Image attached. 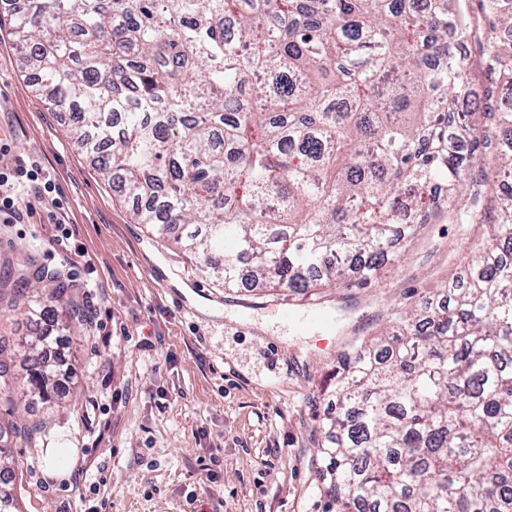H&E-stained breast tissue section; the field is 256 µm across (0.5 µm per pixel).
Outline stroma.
I'll list each match as a JSON object with an SVG mask.
<instances>
[{
    "instance_id": "obj_1",
    "label": "stroma",
    "mask_w": 512,
    "mask_h": 512,
    "mask_svg": "<svg viewBox=\"0 0 512 512\" xmlns=\"http://www.w3.org/2000/svg\"><path fill=\"white\" fill-rule=\"evenodd\" d=\"M9 19L0 9V169L36 163L67 229L21 188L34 208L23 223L0 221V275L30 246L39 265L69 264L88 319L83 334L62 336L65 404L0 410L44 425L35 447L14 450L22 512H323L314 429L336 356L308 311L334 318L342 340L372 336L393 310L434 301L450 275H466L478 232L425 225L366 288L224 287L136 223L71 142L66 112L35 93Z\"/></svg>"
}]
</instances>
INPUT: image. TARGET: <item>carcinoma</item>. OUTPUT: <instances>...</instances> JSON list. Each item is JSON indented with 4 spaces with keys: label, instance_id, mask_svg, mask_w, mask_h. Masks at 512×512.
Returning <instances> with one entry per match:
<instances>
[{
    "label": "carcinoma",
    "instance_id": "1",
    "mask_svg": "<svg viewBox=\"0 0 512 512\" xmlns=\"http://www.w3.org/2000/svg\"><path fill=\"white\" fill-rule=\"evenodd\" d=\"M12 37L38 96L118 181L132 216L226 288L367 287L401 225L479 224L453 307L390 316L322 385L325 512H512V0H24ZM0 310L30 297L32 334L0 336V407L69 387L41 323L84 331L68 285L24 254ZM0 425V512H18Z\"/></svg>",
    "mask_w": 512,
    "mask_h": 512
}]
</instances>
